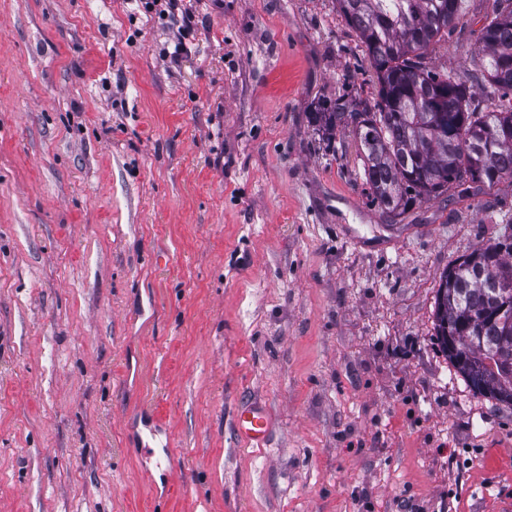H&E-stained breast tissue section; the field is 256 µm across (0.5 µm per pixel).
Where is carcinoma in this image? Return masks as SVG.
<instances>
[{
	"label": "carcinoma",
	"mask_w": 512,
	"mask_h": 512,
	"mask_svg": "<svg viewBox=\"0 0 512 512\" xmlns=\"http://www.w3.org/2000/svg\"><path fill=\"white\" fill-rule=\"evenodd\" d=\"M357 32L376 77V94L319 99L309 123L330 141L349 129L360 143L363 180L386 221L414 204L449 200L512 183V0L485 15L471 70L435 66L433 52L466 17L468 0H336ZM454 89L439 102L441 86ZM512 224L492 242L448 266L435 295L434 336L474 392L512 405ZM466 350L460 362L444 336Z\"/></svg>",
	"instance_id": "cac0c4a2"
}]
</instances>
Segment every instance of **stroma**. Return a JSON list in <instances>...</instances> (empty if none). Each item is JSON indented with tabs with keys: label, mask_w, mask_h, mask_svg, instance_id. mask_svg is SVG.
Returning a JSON list of instances; mask_svg holds the SVG:
<instances>
[{
	"label": "stroma",
	"mask_w": 512,
	"mask_h": 512,
	"mask_svg": "<svg viewBox=\"0 0 512 512\" xmlns=\"http://www.w3.org/2000/svg\"><path fill=\"white\" fill-rule=\"evenodd\" d=\"M374 91L335 0H0V512H512V406L433 339L512 185L385 222L308 122ZM271 426L269 411L260 403H251L241 408L235 417L237 436L249 445L260 447L266 444Z\"/></svg>",
	"instance_id": "35a3bbf8"
}]
</instances>
